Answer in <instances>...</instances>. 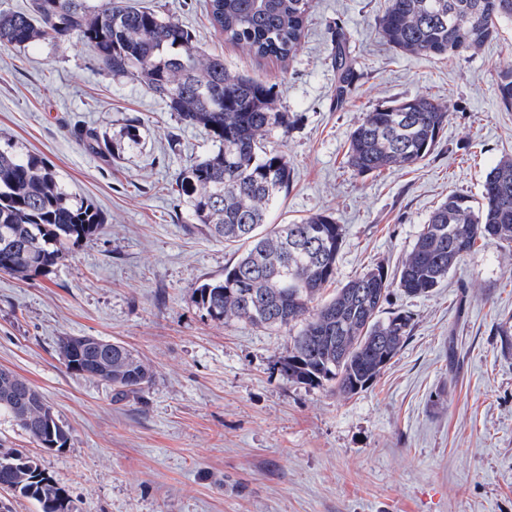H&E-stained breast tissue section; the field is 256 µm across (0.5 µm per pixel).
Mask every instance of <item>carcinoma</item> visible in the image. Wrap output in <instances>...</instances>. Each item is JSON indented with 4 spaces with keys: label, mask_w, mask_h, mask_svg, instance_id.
I'll return each mask as SVG.
<instances>
[{
    "label": "carcinoma",
    "mask_w": 512,
    "mask_h": 512,
    "mask_svg": "<svg viewBox=\"0 0 512 512\" xmlns=\"http://www.w3.org/2000/svg\"><path fill=\"white\" fill-rule=\"evenodd\" d=\"M211 23L224 39L262 58L283 60L300 46L313 0H209ZM512 19V0H388L376 19L381 39L403 53L443 59L480 50ZM80 40L104 74L125 77L158 95L179 120L202 128L217 149L182 173L180 189L193 219L236 246L224 279L196 289V303L214 321L275 330L306 323L291 337L282 372L291 382L332 383L355 395L370 386L397 355L411 318L380 312L390 289L427 296L479 240L512 244V159L487 174L481 202L448 191L394 273L377 265L320 300L336 275L345 228L329 213L289 224H268L267 214L287 192L293 170L269 136L288 133V113L277 107L274 85L236 75L224 59L198 50L191 31L153 10L118 0H32L29 10L0 11V48L42 38ZM336 106H343L358 78L344 29L332 31ZM499 103L512 110V69L500 72ZM449 107L418 94L365 113L349 137L348 164L360 175L411 168L434 149ZM87 146L112 154L109 139L94 129L81 133ZM103 229L100 212L75 202L52 167L37 154L0 148V272L30 278L49 271L71 246ZM58 353L76 375L112 387L123 401L151 385L153 371L137 353L114 340L66 336ZM8 411L39 447L60 450L68 432L40 392L0 369V410ZM11 499L34 501L39 512H74L66 488L35 456L6 451L0 443V484Z\"/></svg>",
    "instance_id": "carcinoma-1"
}]
</instances>
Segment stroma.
Listing matches in <instances>:
<instances>
[{
  "label": "stroma",
  "instance_id": "1",
  "mask_svg": "<svg viewBox=\"0 0 512 512\" xmlns=\"http://www.w3.org/2000/svg\"><path fill=\"white\" fill-rule=\"evenodd\" d=\"M385 0H314L296 54L260 58L214 30L208 0H134L185 25L231 72L273 83L293 181L272 224L332 214L346 238L337 285L396 270L448 191L480 199L512 157V110L496 96L512 68V21L476 54H402L380 38ZM341 21L359 77L336 106L330 24ZM427 94L451 106L433 153L409 169L361 176L347 165L363 114ZM114 142L104 158L81 141ZM136 128V143L126 131ZM38 153L105 226L52 271L0 273V368L27 379L69 432L38 447L0 411V440L37 456L77 512H512V246L477 242L429 296L391 290L384 313L411 317L398 355L351 397L283 376L290 337L210 319L195 302L232 248L194 223L177 182L217 145L139 82L104 75L78 40L0 48V146ZM66 336L125 342L154 371L140 398L68 372Z\"/></svg>",
  "mask_w": 512,
  "mask_h": 512
}]
</instances>
